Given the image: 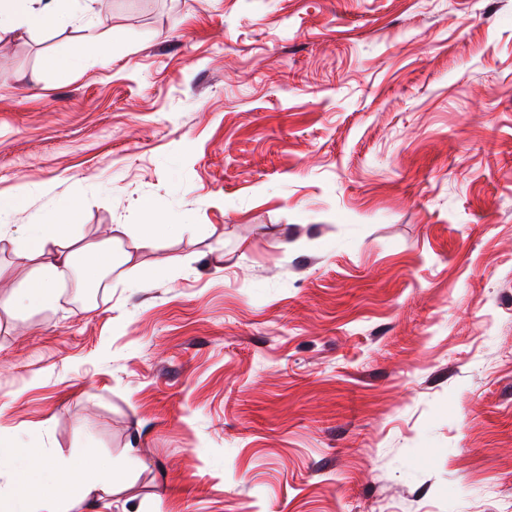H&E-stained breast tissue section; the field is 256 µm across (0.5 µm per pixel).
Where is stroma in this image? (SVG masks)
I'll return each instance as SVG.
<instances>
[{
  "label": "stroma",
  "instance_id": "1",
  "mask_svg": "<svg viewBox=\"0 0 512 512\" xmlns=\"http://www.w3.org/2000/svg\"><path fill=\"white\" fill-rule=\"evenodd\" d=\"M103 8L0 43L10 223H170L0 309V434L123 478L63 512H512V0ZM103 26V19L97 14H91L86 29L89 33L84 39L71 48L59 60H54L52 64L58 68H71L77 63L100 59L106 56L107 45L101 39V36L95 31Z\"/></svg>",
  "mask_w": 512,
  "mask_h": 512
}]
</instances>
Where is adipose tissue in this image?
Segmentation results:
<instances>
[{
  "label": "adipose tissue",
  "mask_w": 512,
  "mask_h": 512,
  "mask_svg": "<svg viewBox=\"0 0 512 512\" xmlns=\"http://www.w3.org/2000/svg\"><path fill=\"white\" fill-rule=\"evenodd\" d=\"M73 14L59 6V0H0V39L20 32L49 26H65ZM103 24L91 15L88 33L55 65L70 68L75 64L105 57L107 45L97 30ZM76 213L64 212L53 224L20 225L13 239V254L18 264L29 269L27 282L9 293H0V307L15 311L47 309L59 298V285L82 259L90 278L101 271H115L131 262L135 251L155 246L164 231L160 224H116L107 241L108 248L81 244L69 233ZM0 472L14 475L10 492L0 496V512H57L56 503L63 487H70L81 498H89L114 486L116 478L108 464H87L76 469L66 459L50 461L41 449L21 448L0 438Z\"/></svg>",
  "instance_id": "adipose-tissue-1"
}]
</instances>
